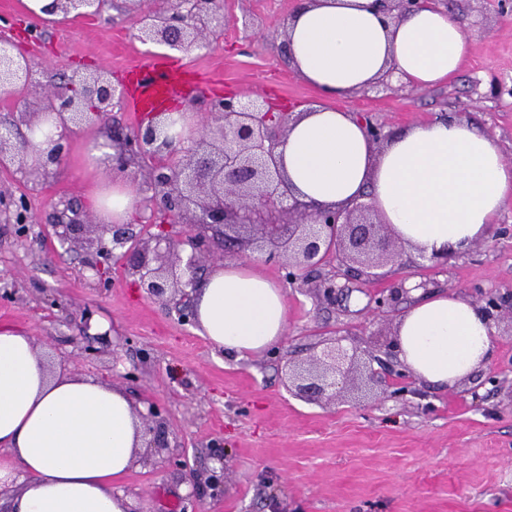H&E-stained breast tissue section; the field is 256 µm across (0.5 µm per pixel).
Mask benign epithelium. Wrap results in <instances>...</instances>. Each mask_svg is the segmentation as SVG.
I'll return each instance as SVG.
<instances>
[{"instance_id": "obj_1", "label": "benign epithelium", "mask_w": 512, "mask_h": 512, "mask_svg": "<svg viewBox=\"0 0 512 512\" xmlns=\"http://www.w3.org/2000/svg\"><path fill=\"white\" fill-rule=\"evenodd\" d=\"M386 15L402 14L421 6V0H378ZM107 0H53L51 12L62 19L98 17ZM143 42L164 45L174 51L201 49L207 35L224 26L221 0H164L161 8L150 0H131ZM38 63L22 54L10 39L0 40V93L36 87L39 111L18 137L0 134V169L16 170L43 179L55 174L69 151L73 130L93 118L105 119L122 102L123 94L106 72L73 70L61 88L36 81ZM257 98L217 97L203 113L180 110L153 112L129 133H114L93 148L111 150L109 170L126 175L138 159L161 161L148 171L156 211L186 224L193 253L176 263L165 262L171 253L166 235H155L154 247L129 245L135 235L127 224H97L77 204H55L54 235L63 247L86 244L85 267L100 288L110 287L105 266L113 259L128 260L129 272L149 294L169 300L186 297L201 278V256L211 262L224 260L233 246L245 252L259 250L280 264L288 284L310 287L319 300L336 302V275L346 270L369 282L379 278L376 269L394 261L398 239L388 225L373 218L371 205L357 202L343 209L319 207L298 197L277 160L276 150L288 132L292 113L273 114ZM0 217L27 235L38 217L25 198L0 193ZM336 260V273L311 281L308 272ZM408 293L387 288L368 295L364 311L383 318ZM507 297L479 292L478 309L491 327L499 325ZM359 370L356 354L334 342L300 363L288 365V389L311 400L334 401L355 381ZM364 391L390 393L393 398L416 394L406 368L386 373L368 370ZM144 419L150 447L163 449L164 418L151 406Z\"/></svg>"}]
</instances>
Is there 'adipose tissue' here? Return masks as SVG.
I'll return each instance as SVG.
<instances>
[{
    "label": "adipose tissue",
    "mask_w": 512,
    "mask_h": 512,
    "mask_svg": "<svg viewBox=\"0 0 512 512\" xmlns=\"http://www.w3.org/2000/svg\"><path fill=\"white\" fill-rule=\"evenodd\" d=\"M288 58L320 105L296 108L278 153L292 190L319 205L371 204L412 253L468 250L512 203V165L493 138L452 117L407 126L384 145L339 105L391 72L426 90L470 52L467 24L432 4L390 18L375 0H305L288 23ZM199 334L238 356L274 347L288 314L282 289L244 264L212 271L195 294ZM400 358L448 386L488 363L493 330L464 298L438 294L399 317ZM119 388L49 367L27 331L0 324V493L9 512H129L117 484L144 449Z\"/></svg>",
    "instance_id": "adipose-tissue-1"
}]
</instances>
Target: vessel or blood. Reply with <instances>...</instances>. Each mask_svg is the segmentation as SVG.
<instances>
[{
	"mask_svg": "<svg viewBox=\"0 0 512 512\" xmlns=\"http://www.w3.org/2000/svg\"><path fill=\"white\" fill-rule=\"evenodd\" d=\"M182 74L180 65L161 58L141 67L136 92L128 101L129 111L138 116L169 101L179 89Z\"/></svg>",
	"mask_w": 512,
	"mask_h": 512,
	"instance_id": "b4317fda",
	"label": "vessel or blood"
}]
</instances>
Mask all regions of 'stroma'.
Returning a JSON list of instances; mask_svg holds the SVG:
<instances>
[{"instance_id": "35a3bbf8", "label": "stroma", "mask_w": 512, "mask_h": 512, "mask_svg": "<svg viewBox=\"0 0 512 512\" xmlns=\"http://www.w3.org/2000/svg\"><path fill=\"white\" fill-rule=\"evenodd\" d=\"M23 0H0V38L19 44L59 81L77 65L106 68L113 83L132 85L134 67L165 55L142 43L123 0H109L101 17L67 26L27 16ZM302 0H224L226 21L201 50L179 55L187 68L183 96L191 109L211 97L262 96L285 106L311 107L318 93L291 67L285 24ZM474 38L460 73L419 91L357 92L345 107L385 122L387 132L458 117L478 125L512 159V14L498 0H450ZM127 108L108 122L70 137L66 162L42 180L0 170V193L27 198L39 217L28 236L0 221V323L31 333L39 352L79 378L120 387L136 409L160 408L168 448L146 449L118 488L132 512H269L271 499L288 512H512V320L502 319L490 362L452 388L417 381V395L393 398L348 387L320 406L285 388V361L320 352L343 334L360 354L383 356L394 317L369 322L368 291L423 285L425 293L460 295L512 290V203L499 235L435 265L401 252L381 279L349 281L347 297L320 303L308 289L287 286L278 263L248 262L284 292L288 323L276 349L245 357L215 350L195 325L181 322L174 304L150 297L121 261H111V288L98 287L82 255L62 249L50 225L54 202L90 207V194L109 170L91 168L85 143L113 130H132ZM70 312L94 310L110 331L95 356L84 359L77 330L52 299ZM222 459H215V452ZM223 469L224 489L207 478Z\"/></svg>"}]
</instances>
